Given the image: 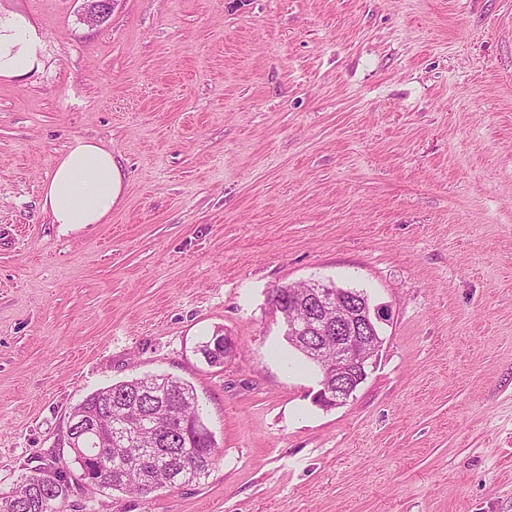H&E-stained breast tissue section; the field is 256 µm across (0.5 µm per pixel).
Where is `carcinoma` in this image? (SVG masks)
I'll use <instances>...</instances> for the list:
<instances>
[{"mask_svg":"<svg viewBox=\"0 0 512 512\" xmlns=\"http://www.w3.org/2000/svg\"><path fill=\"white\" fill-rule=\"evenodd\" d=\"M281 300L276 311L282 320H288L290 311L304 304L308 289L293 285L280 287ZM210 366L224 364L230 352H213L209 342L198 349ZM102 431L135 416L168 419L175 428L187 427L190 437L159 433L152 423L143 425L136 436V447L126 448L116 440L99 450L91 444L70 449L69 458L51 452V467L67 473L68 480L49 497L45 492L44 473L38 467L24 475L9 493L0 495V512H59L57 502H65L73 485L84 481V474L97 467L112 472L108 489L148 497L159 488L185 485L206 477L217 460V447L212 433L202 418L197 398L191 385L168 375L135 378L103 387L83 399L72 411L75 419L88 414Z\"/></svg>","mask_w":512,"mask_h":512,"instance_id":"cac0c4a2","label":"carcinoma"}]
</instances>
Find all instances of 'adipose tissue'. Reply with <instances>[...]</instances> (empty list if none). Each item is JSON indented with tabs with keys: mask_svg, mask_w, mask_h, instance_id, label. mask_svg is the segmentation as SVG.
<instances>
[{
	"mask_svg": "<svg viewBox=\"0 0 512 512\" xmlns=\"http://www.w3.org/2000/svg\"><path fill=\"white\" fill-rule=\"evenodd\" d=\"M43 42V33L25 16L0 19V80L40 69ZM122 191L123 174L111 151L99 141L77 137L45 180L41 205L54 224H104Z\"/></svg>",
	"mask_w": 512,
	"mask_h": 512,
	"instance_id": "ef3b65f1",
	"label": "adipose tissue"
}]
</instances>
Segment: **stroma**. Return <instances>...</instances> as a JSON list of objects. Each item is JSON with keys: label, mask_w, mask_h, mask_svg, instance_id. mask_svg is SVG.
<instances>
[{"label": "stroma", "mask_w": 512, "mask_h": 512, "mask_svg": "<svg viewBox=\"0 0 512 512\" xmlns=\"http://www.w3.org/2000/svg\"><path fill=\"white\" fill-rule=\"evenodd\" d=\"M0 0L45 34L0 82V492L73 408L193 385L218 460L60 512H512V0ZM111 149L104 224L50 223L71 139ZM387 310L346 404L313 401L275 288ZM235 351L197 352L214 333Z\"/></svg>", "instance_id": "1"}]
</instances>
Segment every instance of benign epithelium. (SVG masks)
<instances>
[{
    "mask_svg": "<svg viewBox=\"0 0 512 512\" xmlns=\"http://www.w3.org/2000/svg\"><path fill=\"white\" fill-rule=\"evenodd\" d=\"M85 19L92 25L103 22L112 12L114 0H85ZM312 307L315 311H336V322L315 325L316 336H309L303 344L304 354L314 358L319 351L320 337L336 336V388L321 384L316 392L317 404L336 407L345 404L358 387L368 378L370 368L375 365L383 338L379 323L386 320L382 308L371 309L366 299L356 293L341 294L333 282L316 281L311 284ZM74 441L99 438L100 431L93 420L70 423Z\"/></svg>",
    "mask_w": 512,
    "mask_h": 512,
    "instance_id": "obj_1",
    "label": "benign epithelium"
}]
</instances>
